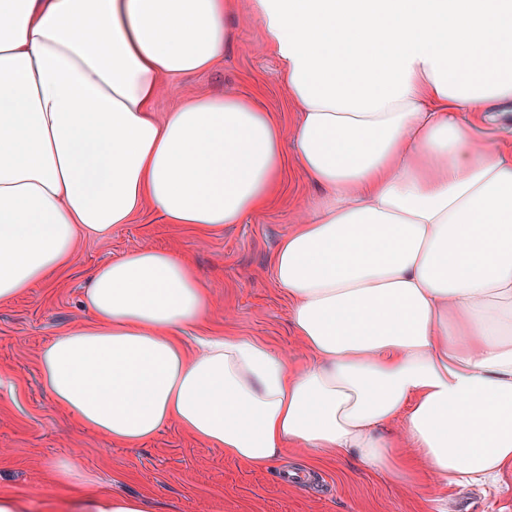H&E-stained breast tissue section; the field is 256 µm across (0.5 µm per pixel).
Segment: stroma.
Wrapping results in <instances>:
<instances>
[{
	"mask_svg": "<svg viewBox=\"0 0 512 512\" xmlns=\"http://www.w3.org/2000/svg\"><path fill=\"white\" fill-rule=\"evenodd\" d=\"M227 24L231 41L223 61L168 80L155 111H170L192 90L221 95L245 89L290 127L298 114L277 59L262 48L260 22L242 8ZM317 195V187L289 165L267 210L206 237L144 213L111 235L83 238L74 263L27 296L0 304V496H25L28 512H71L73 493L47 478L53 461L68 458L93 472L105 493L141 496L151 512H512V473L484 487H402L354 459H313L296 449L255 471L174 426L138 447L114 445L58 407L44 389L38 352L62 330L87 320L82 293L89 271L142 245L169 249L200 270L211 300L203 331L255 336L301 356L271 262L298 211ZM282 469L309 471L313 478L286 487L277 480Z\"/></svg>",
	"mask_w": 512,
	"mask_h": 512,
	"instance_id": "stroma-1",
	"label": "stroma"
}]
</instances>
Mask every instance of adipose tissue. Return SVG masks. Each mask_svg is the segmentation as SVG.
Returning <instances> with one entry per match:
<instances>
[{
  "label": "adipose tissue",
  "instance_id": "adipose-tissue-1",
  "mask_svg": "<svg viewBox=\"0 0 512 512\" xmlns=\"http://www.w3.org/2000/svg\"><path fill=\"white\" fill-rule=\"evenodd\" d=\"M299 122L164 80L214 67L235 0H0V303L143 212L200 235L265 211L286 146L321 188L272 275L308 358L199 333L188 261L147 245L93 268L90 318L38 357L55 404L136 446L178 426L255 470L288 449L404 486L512 470V0H248ZM87 512H148L97 492Z\"/></svg>",
  "mask_w": 512,
  "mask_h": 512
}]
</instances>
